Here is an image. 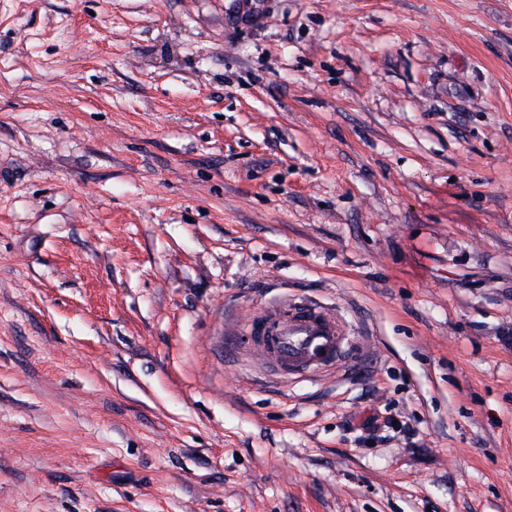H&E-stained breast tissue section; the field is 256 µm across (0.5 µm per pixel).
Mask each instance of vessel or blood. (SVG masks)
Masks as SVG:
<instances>
[{"label": "vessel or blood", "mask_w": 512, "mask_h": 512, "mask_svg": "<svg viewBox=\"0 0 512 512\" xmlns=\"http://www.w3.org/2000/svg\"><path fill=\"white\" fill-rule=\"evenodd\" d=\"M255 348L279 370L299 373L340 363L354 348L343 319L309 303L274 308L245 322Z\"/></svg>", "instance_id": "b4317fda"}]
</instances>
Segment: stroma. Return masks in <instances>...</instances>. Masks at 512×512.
<instances>
[{
    "label": "stroma",
    "instance_id": "obj_1",
    "mask_svg": "<svg viewBox=\"0 0 512 512\" xmlns=\"http://www.w3.org/2000/svg\"><path fill=\"white\" fill-rule=\"evenodd\" d=\"M0 512H512V0H0ZM286 307L288 315L277 307L245 321L255 348L279 370L300 373L338 365L351 348H358L338 313L303 302ZM272 327L274 335L267 336Z\"/></svg>",
    "mask_w": 512,
    "mask_h": 512
}]
</instances>
